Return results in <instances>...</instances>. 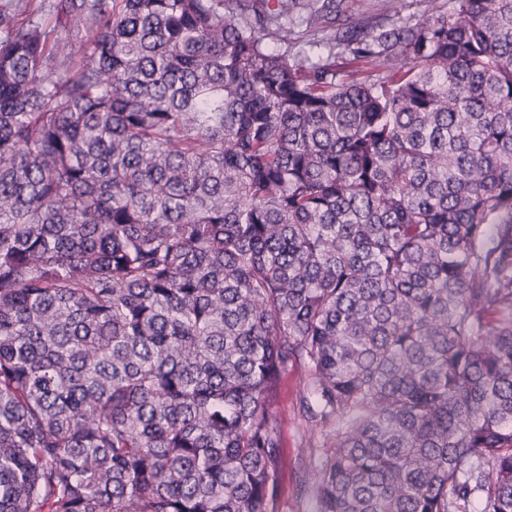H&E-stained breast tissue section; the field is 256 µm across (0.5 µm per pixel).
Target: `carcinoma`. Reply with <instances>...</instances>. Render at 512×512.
Masks as SVG:
<instances>
[{
    "label": "carcinoma",
    "instance_id": "obj_1",
    "mask_svg": "<svg viewBox=\"0 0 512 512\" xmlns=\"http://www.w3.org/2000/svg\"><path fill=\"white\" fill-rule=\"evenodd\" d=\"M300 5H0V512H279L297 361L320 512H512V0ZM313 3L315 8H320L323 3L325 5L322 8L325 15L322 23L324 31L313 36L314 31H308L305 19L302 21V18L307 17L305 10H302V17L298 18L297 15L294 26H291L296 37H300V43L313 37L342 33L358 24L366 25L367 22L368 31L370 26L402 25L410 20L416 22L427 10L426 0H319ZM347 60L344 59H336L337 63L340 62H346L347 64L340 65L343 66V69L346 72H349V74H353V77L359 80H369L373 78L372 75L378 73V71L381 70V67L378 65L377 62H370L369 60H354L350 61L349 59H352V56H349L348 54L344 56Z\"/></svg>",
    "mask_w": 512,
    "mask_h": 512
}]
</instances>
